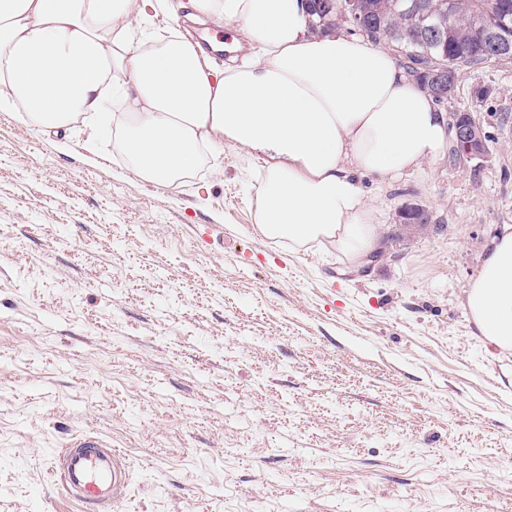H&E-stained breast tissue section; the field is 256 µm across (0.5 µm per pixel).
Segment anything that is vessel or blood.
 Listing matches in <instances>:
<instances>
[{
    "instance_id": "vessel-or-blood-1",
    "label": "vessel or blood",
    "mask_w": 512,
    "mask_h": 512,
    "mask_svg": "<svg viewBox=\"0 0 512 512\" xmlns=\"http://www.w3.org/2000/svg\"><path fill=\"white\" fill-rule=\"evenodd\" d=\"M55 472L81 506L119 504L131 464L97 436L81 435L57 454Z\"/></svg>"
}]
</instances>
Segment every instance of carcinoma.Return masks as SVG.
<instances>
[{
    "label": "carcinoma",
    "instance_id": "obj_1",
    "mask_svg": "<svg viewBox=\"0 0 512 512\" xmlns=\"http://www.w3.org/2000/svg\"><path fill=\"white\" fill-rule=\"evenodd\" d=\"M405 0H361V11L368 18L364 25H356L349 13L347 0H317L316 14L327 22L331 17L349 24V31L368 37L375 45L403 50L407 68L417 77L426 75L431 59L447 57L448 70L457 75L460 70L478 69L491 61L503 58L492 46L472 32V20L496 23L505 4L512 0H420L423 13L403 11ZM444 23V34L427 36L423 27L432 20Z\"/></svg>",
    "mask_w": 512,
    "mask_h": 512
}]
</instances>
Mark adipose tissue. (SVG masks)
<instances>
[{
  "label": "adipose tissue",
  "instance_id": "ef3b65f1",
  "mask_svg": "<svg viewBox=\"0 0 512 512\" xmlns=\"http://www.w3.org/2000/svg\"><path fill=\"white\" fill-rule=\"evenodd\" d=\"M138 0H0V111L37 131L112 121L134 172L172 185L201 149L261 158L260 232L327 243L354 263L380 227L357 178L390 182L433 159L448 121L387 48L342 28L315 33L305 0H193L189 20L239 25L252 50L217 65L172 21L140 26ZM122 111L108 117V104ZM493 354H512V226L465 291Z\"/></svg>",
  "mask_w": 512,
  "mask_h": 512
}]
</instances>
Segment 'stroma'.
Instances as JSON below:
<instances>
[{
	"mask_svg": "<svg viewBox=\"0 0 512 512\" xmlns=\"http://www.w3.org/2000/svg\"><path fill=\"white\" fill-rule=\"evenodd\" d=\"M444 110L490 157L361 175L384 232L410 204L446 226L362 276L260 234L262 163L233 143L170 187L113 133L1 111L0 512H76L47 474L84 433L133 465L117 512H512V355L464 307L512 225V63Z\"/></svg>",
	"mask_w": 512,
	"mask_h": 512,
	"instance_id": "obj_1",
	"label": "stroma"
}]
</instances>
